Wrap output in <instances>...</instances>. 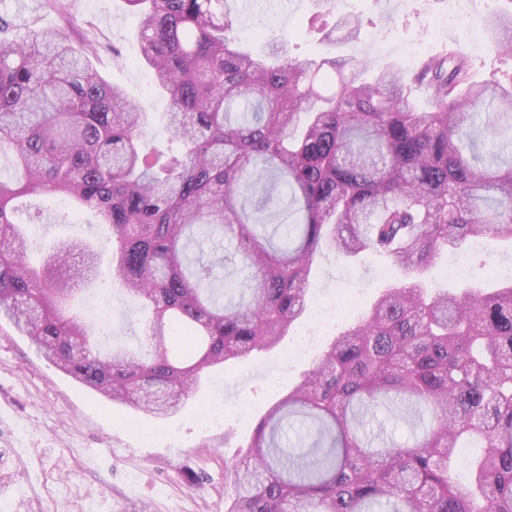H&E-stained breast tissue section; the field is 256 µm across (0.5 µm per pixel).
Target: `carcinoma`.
<instances>
[{"label":"carcinoma","instance_id":"carcinoma-1","mask_svg":"<svg viewBox=\"0 0 512 512\" xmlns=\"http://www.w3.org/2000/svg\"><path fill=\"white\" fill-rule=\"evenodd\" d=\"M142 63L169 97L166 142L147 113L94 69L70 30L74 0H0V318L103 397L167 419L201 377L276 347L307 308L325 248L388 259L404 283L336 335L255 427L224 474L225 512H512V280L430 293L421 276L477 238L512 241V82L477 81L453 50L367 81L351 55L297 59L288 35L254 52L229 0H124ZM49 8L65 25L43 28ZM488 48L512 53V10L485 19ZM357 38L346 17L323 37ZM424 89L433 111L419 109ZM483 125L486 160L460 143ZM57 195L92 210L108 268L148 311L123 344L71 309L104 276L92 240L59 242L34 266L14 201ZM228 244L249 275H212L204 246ZM431 420L404 445L366 430L380 405ZM461 448H480L470 480Z\"/></svg>","mask_w":512,"mask_h":512}]
</instances>
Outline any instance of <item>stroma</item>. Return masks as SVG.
I'll use <instances>...</instances> for the list:
<instances>
[{
	"mask_svg": "<svg viewBox=\"0 0 512 512\" xmlns=\"http://www.w3.org/2000/svg\"><path fill=\"white\" fill-rule=\"evenodd\" d=\"M76 10L93 27V62L149 114V135L165 141L159 117L167 100L139 61L138 18L122 0H76ZM448 0H335L327 23L358 16L356 45L332 46L311 25V0H276L272 8L239 9L240 37L262 49L265 35H291L295 56L356 54L373 68H408L406 50L420 44L425 54L452 48L480 81L512 78V56L487 47L481 20L437 26L435 13ZM20 207L42 210L54 223L29 229L34 247L48 251L59 240L96 238L90 212L72 213L60 200L19 199ZM442 256L428 274L433 290L461 287L486 278L491 266L512 264V242L488 240L469 259L466 277L449 273ZM401 279L385 259L347 260L323 250L307 311L290 335L273 349L208 373L199 392L177 416L160 423L107 401L48 363L12 326L0 322V512H224V471L247 451L254 428L273 400L287 394L312 366V357L286 361L298 337L322 347L370 308ZM95 294L112 312V333L139 347L132 327L143 319L139 302L121 296L103 278Z\"/></svg>",
	"mask_w": 512,
	"mask_h": 512,
	"instance_id": "35a3bbf8",
	"label": "stroma"
}]
</instances>
